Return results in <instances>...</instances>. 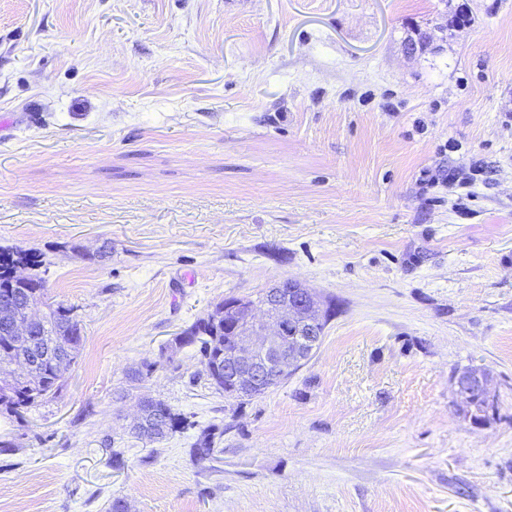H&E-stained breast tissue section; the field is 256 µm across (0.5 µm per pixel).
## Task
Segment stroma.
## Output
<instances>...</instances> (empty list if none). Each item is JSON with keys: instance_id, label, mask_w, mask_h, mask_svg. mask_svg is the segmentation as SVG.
<instances>
[{"instance_id": "1", "label": "stroma", "mask_w": 512, "mask_h": 512, "mask_svg": "<svg viewBox=\"0 0 512 512\" xmlns=\"http://www.w3.org/2000/svg\"><path fill=\"white\" fill-rule=\"evenodd\" d=\"M16 246L85 340L0 408V512H512V0H0ZM286 279L320 348L224 397L176 336ZM144 398L197 429L135 439ZM464 374H468L470 376H479L483 378H488L489 373L481 368H470L464 372ZM462 373L458 374L454 379V384L456 387L457 394L462 399H467L466 402L462 401L463 407L462 410L470 415V420L474 422V418L478 419L480 417L484 418L485 416H480L479 413L482 412L481 402L476 400L475 398L468 399V397L475 393L478 395V398L484 402V407L488 406L492 399V395L489 389V380L485 379H477L473 381L471 378L464 376ZM474 416V417H473ZM473 417V418H472ZM485 419V418H484ZM482 419V421L484 420ZM223 434L224 430L216 425L202 429L191 445V455L200 462L217 460L218 450L216 447Z\"/></svg>"}]
</instances>
